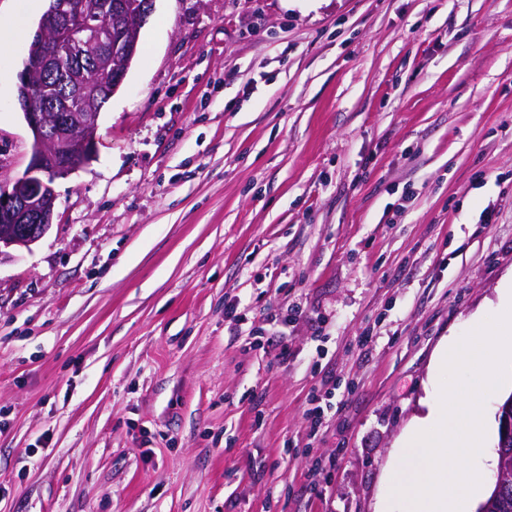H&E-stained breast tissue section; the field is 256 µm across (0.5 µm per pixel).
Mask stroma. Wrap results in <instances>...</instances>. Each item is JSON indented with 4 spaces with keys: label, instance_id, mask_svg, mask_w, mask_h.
<instances>
[{
    "label": "stroma",
    "instance_id": "obj_1",
    "mask_svg": "<svg viewBox=\"0 0 512 512\" xmlns=\"http://www.w3.org/2000/svg\"><path fill=\"white\" fill-rule=\"evenodd\" d=\"M98 135L0 262V512H374L512 281V0H154Z\"/></svg>",
    "mask_w": 512,
    "mask_h": 512
}]
</instances>
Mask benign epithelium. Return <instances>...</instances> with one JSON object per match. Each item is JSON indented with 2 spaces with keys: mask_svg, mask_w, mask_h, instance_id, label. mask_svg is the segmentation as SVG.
Masks as SVG:
<instances>
[{
  "mask_svg": "<svg viewBox=\"0 0 512 512\" xmlns=\"http://www.w3.org/2000/svg\"><path fill=\"white\" fill-rule=\"evenodd\" d=\"M123 35L111 41L112 57L136 51L141 9L117 10ZM112 19V0H97L69 13L55 9L37 31L41 53L31 59L28 73L41 71L59 57L97 51L103 21ZM23 117L32 136L27 168L0 183V259L11 247L31 249L52 227L54 183L86 167L95 158L98 112H58L27 94L21 100Z\"/></svg>",
  "mask_w": 512,
  "mask_h": 512,
  "instance_id": "benign-epithelium-1",
  "label": "benign epithelium"
}]
</instances>
